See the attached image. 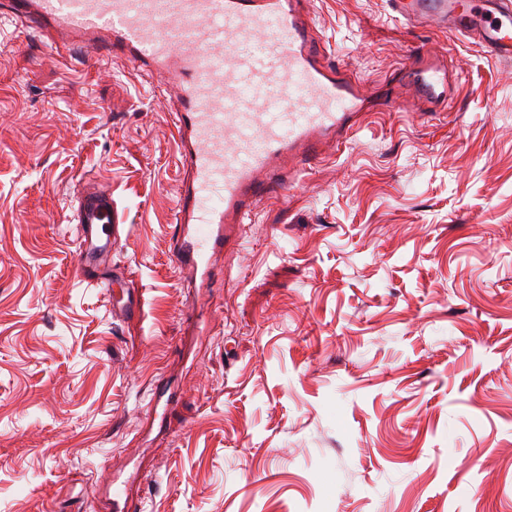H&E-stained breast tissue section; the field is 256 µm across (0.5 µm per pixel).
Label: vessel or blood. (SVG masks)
<instances>
[{"instance_id": "obj_1", "label": "vessel or blood", "mask_w": 512, "mask_h": 512, "mask_svg": "<svg viewBox=\"0 0 512 512\" xmlns=\"http://www.w3.org/2000/svg\"><path fill=\"white\" fill-rule=\"evenodd\" d=\"M314 0H6L16 20L36 28L50 52L78 45L89 58L118 53L161 76L190 178L174 210L170 259L209 283L210 260L242 239L268 193L290 186L325 147L350 140L368 109L447 112L457 75L440 50L411 54L401 73L371 87L322 59ZM412 27L473 40L512 59V0H388ZM77 280L105 283L113 315L131 308L126 274L103 278L122 226L111 188L78 197Z\"/></svg>"}]
</instances>
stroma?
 <instances>
[{
	"mask_svg": "<svg viewBox=\"0 0 512 512\" xmlns=\"http://www.w3.org/2000/svg\"><path fill=\"white\" fill-rule=\"evenodd\" d=\"M314 20L368 81L448 50L454 108L369 113L269 194L193 325L165 85L0 16V512L92 488L100 512L122 488L149 512H512V62L386 0H315ZM89 182L112 188L142 314L74 276Z\"/></svg>",
	"mask_w": 512,
	"mask_h": 512,
	"instance_id": "obj_1",
	"label": "stroma"
}]
</instances>
